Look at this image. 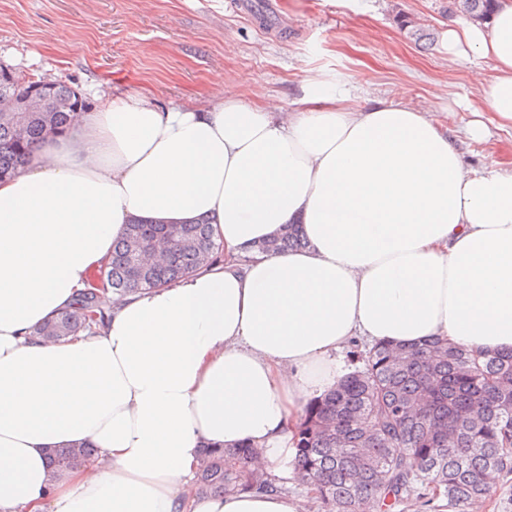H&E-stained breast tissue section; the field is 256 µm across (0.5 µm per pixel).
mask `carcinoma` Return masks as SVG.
<instances>
[{
	"label": "carcinoma",
	"mask_w": 512,
	"mask_h": 512,
	"mask_svg": "<svg viewBox=\"0 0 512 512\" xmlns=\"http://www.w3.org/2000/svg\"><path fill=\"white\" fill-rule=\"evenodd\" d=\"M500 0H448L450 18L487 22ZM39 81L0 66V180L22 173L49 137L69 131L85 100L63 83L24 112ZM303 226L288 224L258 245L265 253L305 247ZM224 257L207 220L146 224L134 218L112 258L70 306L34 333L58 340L106 319L112 296L167 286ZM363 367L310 400L296 421L290 465L319 512H392L413 496L441 512H467L493 498L489 477L512 474V350L473 351L433 337L409 347L376 343ZM203 495L279 492L251 468L254 445L203 449ZM89 446L53 448L48 463L70 468L94 457Z\"/></svg>",
	"instance_id": "cac0c4a2"
}]
</instances>
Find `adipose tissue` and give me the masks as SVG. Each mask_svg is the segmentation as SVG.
<instances>
[{
  "instance_id": "1",
  "label": "adipose tissue",
  "mask_w": 512,
  "mask_h": 512,
  "mask_svg": "<svg viewBox=\"0 0 512 512\" xmlns=\"http://www.w3.org/2000/svg\"><path fill=\"white\" fill-rule=\"evenodd\" d=\"M442 41L494 60L480 93L512 129V0ZM306 93L291 114L111 96L0 183V512H307L279 492L198 494L203 446L290 456L355 339L512 349V170L466 168L435 113L350 108L318 77ZM135 217L207 219L224 259L113 300L92 330L36 336ZM287 224L306 248L258 252ZM83 445L93 461L48 467V449Z\"/></svg>"
}]
</instances>
